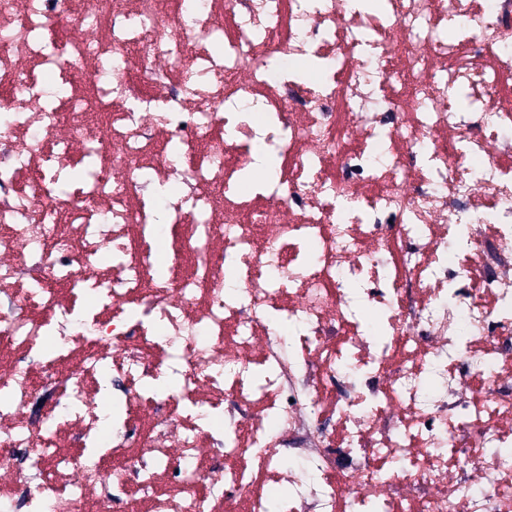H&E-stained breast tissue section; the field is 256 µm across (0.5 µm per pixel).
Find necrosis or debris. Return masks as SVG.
Masks as SVG:
<instances>
[{
	"mask_svg": "<svg viewBox=\"0 0 512 512\" xmlns=\"http://www.w3.org/2000/svg\"><path fill=\"white\" fill-rule=\"evenodd\" d=\"M506 132L512 0H0V512H512Z\"/></svg>",
	"mask_w": 512,
	"mask_h": 512,
	"instance_id": "4bbe7bcc",
	"label": "necrosis or debris"
}]
</instances>
